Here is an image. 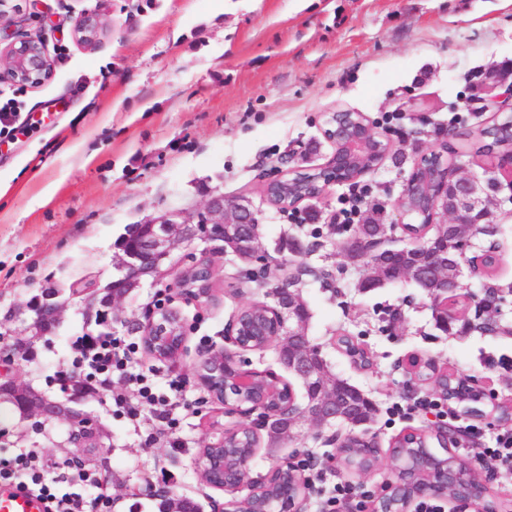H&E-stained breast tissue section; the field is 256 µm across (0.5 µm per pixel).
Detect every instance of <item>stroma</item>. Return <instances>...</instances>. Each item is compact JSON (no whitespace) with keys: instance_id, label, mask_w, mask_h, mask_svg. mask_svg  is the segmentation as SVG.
I'll use <instances>...</instances> for the list:
<instances>
[{"instance_id":"1","label":"stroma","mask_w":512,"mask_h":512,"mask_svg":"<svg viewBox=\"0 0 512 512\" xmlns=\"http://www.w3.org/2000/svg\"><path fill=\"white\" fill-rule=\"evenodd\" d=\"M4 9L0 49L21 35L45 38L53 72L37 86H0V98L11 100L19 121L34 124L14 143L0 145V181L9 185L0 196L1 345L27 336L29 322L16 309L45 281L64 290L79 279L108 283L117 275L112 256L128 225L167 210L192 214L203 207L207 191L216 190L252 201L268 252L266 279L280 280L294 264L332 272L329 283L303 279L311 342L334 375L376 403L369 426L377 448L371 470L346 472L328 463L348 426L305 423L280 447L260 446L249 478L264 477L280 458H312L320 479L311 484L303 512H318L321 497L339 482L381 492L395 478L389 459L394 438L436 424L431 415L392 421L386 414L392 403L436 394L435 385L408 373L413 356L435 361L512 405V335L442 333L429 298L408 282L358 290L361 271L342 250L355 227L330 221L353 187H329L312 206L316 220L306 223L264 197V185L277 171L313 167L332 155L334 147L322 135L326 112L364 113L389 138L390 151L357 185L368 187L366 205L387 225L389 245H405L396 207L415 149H450L460 172L484 173L488 160L475 155L473 145L492 114L475 111L470 95L486 96L487 72L512 67V0H6ZM87 15L102 26L93 45L74 34ZM388 112L399 113V120L383 123ZM50 185L56 193L41 203ZM497 198V232L470 238L462 283L471 317L487 288L503 289L497 318L512 327V191ZM286 236L314 245V252L279 250ZM493 244L497 270H472L470 260ZM209 258L220 305L178 296L171 301L190 325L180 364L153 359L140 347L136 353L156 393L165 392L168 373L187 380L184 396L194 411L181 422L179 446L161 441L145 447L151 418L134 429L101 396L84 405L109 433L86 467L106 477L103 492L116 500L112 512H159L154 486L161 482L199 499L203 512H220L231 498L204 490L194 465L198 448L228 422L198 384L194 364L202 351L223 346L224 326L240 307L267 296L250 281L246 266L217 252ZM157 289L144 282L122 302L113 334L139 346L136 324ZM66 301L48 343L5 366L16 383L58 398L63 392L53 377L72 341L96 329L79 297L68 294ZM340 334L353 336L370 353V369H356L334 347ZM469 423L462 416L453 424L450 447L472 462L499 512H512V474H494L474 462L478 448L493 446L506 424L480 420L483 436L474 447L464 436ZM68 432L62 423L32 430L11 404L0 403V458L32 450L57 473L73 457Z\"/></svg>"}]
</instances>
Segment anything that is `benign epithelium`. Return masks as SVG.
I'll return each mask as SVG.
<instances>
[{
	"label": "benign epithelium",
	"instance_id": "1",
	"mask_svg": "<svg viewBox=\"0 0 512 512\" xmlns=\"http://www.w3.org/2000/svg\"><path fill=\"white\" fill-rule=\"evenodd\" d=\"M77 39L85 44L96 43L99 25L87 17L75 29ZM53 71L43 38L22 37L6 51L0 52V83L39 85L48 80ZM324 138L334 145L330 159L319 165L327 178L312 200L322 197L333 185H350L383 159L389 149V140L374 132L365 115H360L359 127L336 122V113L326 116L322 127ZM435 151L416 152L412 172L406 180L400 203L399 217L407 215L405 205L426 207L433 216L440 214L446 220L435 224L432 236H410V242L395 247L385 254L378 248L377 234L387 231L379 224L370 235L358 230L344 247V255L357 265L370 260L359 288L363 292L383 287L391 280H409L427 284V297L435 313V325L448 332L449 295L462 287V264L450 252L448 243L454 239L484 233H493L490 225L489 203L494 194L507 185L512 190V152L496 158L489 177H457L453 166H443L442 176L426 166ZM507 181H501V178ZM133 243L117 244L114 266L120 275L105 287L94 284L82 291L86 295L85 315L101 325V332L112 328V306L150 279L159 282L165 275L163 264L177 245L199 240L216 243L218 249L232 260L251 265L267 257L262 245L258 219L251 201L228 200L217 190L208 192L205 204L193 217H185L178 210H168L148 218L132 228ZM186 271L176 275L173 285L179 295L198 304L216 302L213 283L188 287ZM271 303L263 304L266 316L273 321L274 331L260 324L245 325L242 312H237L224 331L226 346L209 349L200 354L194 366L196 378L211 399L224 405L228 416H256L250 427L223 428L197 452L194 463L203 482L210 488L230 493L246 491L240 498L224 503L223 512H273L266 508L267 497L278 502L279 512H298L305 500L308 482L300 466L281 462L259 480L247 479L248 463L260 447V431L279 435L276 421L291 418L289 426L309 422L323 427L341 421L353 428L372 420V402L361 396L363 407L355 416L342 414L343 406L336 390V379L329 376L320 350L308 341L310 313L303 300L298 279L290 277L269 291ZM66 303L60 299L58 286L47 281L41 292L23 305L19 312L29 313L30 336L20 348L1 354V359L13 357L19 350H32L37 342L52 334L58 325ZM137 332L148 338L144 348L151 356L172 364L181 361L187 339V323L181 313L168 307L138 322ZM279 340L278 352L290 351L282 367L298 380L304 390L303 402H298L293 385L273 371L250 367L245 354L261 351L272 341ZM448 400L455 402L468 416H484L487 406L485 394L457 381L449 386ZM86 395L69 392L64 399L52 398L31 385L11 381L0 383V400L12 403L27 420L35 424L52 420L69 428L68 443L83 455L91 448L102 447L106 432L98 419L77 408ZM403 437L409 442L407 452L397 460L395 480L386 484L383 492L370 505V512H411L414 502L426 496L447 493L453 498L472 501L482 512H496V507L485 502L481 487L471 477L467 460L448 448V429L437 428L429 434L408 430ZM436 439L445 455L430 451L431 439ZM377 450L367 439L361 440L356 455L332 458L335 466L348 471H366L367 463L374 462ZM161 512H202L201 505L187 497L172 496L161 487Z\"/></svg>",
	"mask_w": 512,
	"mask_h": 512
}]
</instances>
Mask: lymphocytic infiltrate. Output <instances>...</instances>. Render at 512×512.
<instances>
[{
    "label": "lymphocytic infiltrate",
    "mask_w": 512,
    "mask_h": 512,
    "mask_svg": "<svg viewBox=\"0 0 512 512\" xmlns=\"http://www.w3.org/2000/svg\"><path fill=\"white\" fill-rule=\"evenodd\" d=\"M134 355L133 344L121 337L86 334L72 342L70 358L57 371L56 379L62 383L77 380L92 387L107 403L120 408L132 424H140L143 414H150L158 425L144 440L149 446L161 435L174 438L179 413L190 409L182 398L186 380L180 375L168 377V396H157L145 379L134 374ZM73 480L95 488L96 497L90 500L76 491H58V484ZM0 482L38 495L46 501L47 512H112L111 499L101 492V475L74 466L52 476L28 452L0 460Z\"/></svg>",
    "instance_id": "obj_1"
}]
</instances>
